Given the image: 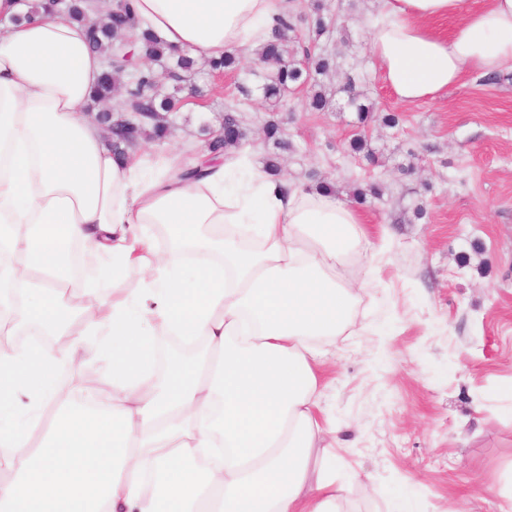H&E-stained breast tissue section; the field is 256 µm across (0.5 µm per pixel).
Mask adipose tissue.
I'll return each instance as SVG.
<instances>
[{
    "label": "adipose tissue",
    "instance_id": "1",
    "mask_svg": "<svg viewBox=\"0 0 512 512\" xmlns=\"http://www.w3.org/2000/svg\"><path fill=\"white\" fill-rule=\"evenodd\" d=\"M375 2L370 53L403 104L512 69V0ZM135 4L127 40L147 29L198 60L260 47L284 12L282 0ZM451 16L449 36L430 29ZM106 67L67 12L0 0V252L14 258L0 262V306L24 307L45 338L0 350V512H337L318 342L355 328L377 274L359 260L379 247L365 213L236 147L113 151L87 116ZM196 167L205 178L179 180ZM131 268L140 287L123 285ZM78 292L83 327L58 342ZM158 336L204 355L160 363ZM91 349L112 361L93 406L63 376Z\"/></svg>",
    "mask_w": 512,
    "mask_h": 512
}]
</instances>
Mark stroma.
<instances>
[{
  "instance_id": "obj_1",
  "label": "stroma",
  "mask_w": 512,
  "mask_h": 512,
  "mask_svg": "<svg viewBox=\"0 0 512 512\" xmlns=\"http://www.w3.org/2000/svg\"><path fill=\"white\" fill-rule=\"evenodd\" d=\"M324 4L334 30L323 46L357 75L376 119L359 123L336 77L327 111H308L298 90L270 111L242 53L224 77L196 72L201 111L180 110L173 136L138 147L205 152L203 127L233 104L255 166L275 151L262 134L275 118L292 144L279 153L282 175L334 184L345 199L384 185L362 206L373 233L389 232L373 257L379 273L357 301L358 333L338 340L323 368L322 406L351 474L338 512H500L512 492V70L495 84L468 74L438 100L402 104L373 65L366 0ZM388 112L397 127L381 124ZM356 135L372 157L351 154Z\"/></svg>"
}]
</instances>
